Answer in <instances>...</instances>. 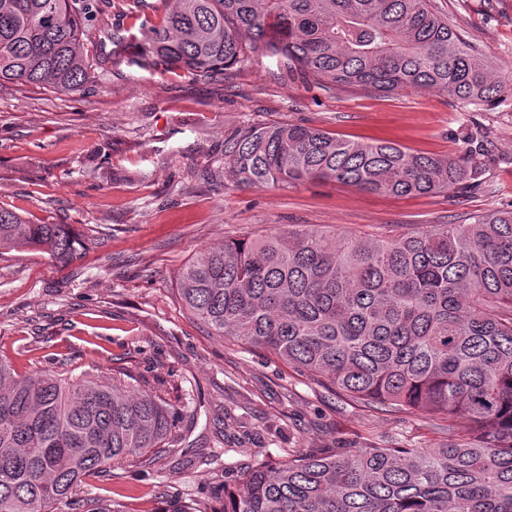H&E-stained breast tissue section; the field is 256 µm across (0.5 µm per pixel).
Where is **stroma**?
<instances>
[{
  "instance_id": "35a3bbf8",
  "label": "stroma",
  "mask_w": 512,
  "mask_h": 512,
  "mask_svg": "<svg viewBox=\"0 0 512 512\" xmlns=\"http://www.w3.org/2000/svg\"><path fill=\"white\" fill-rule=\"evenodd\" d=\"M434 4L489 62L512 67V0ZM162 15L159 0H93L83 51L107 64L83 91L0 83V207L29 224L74 225L89 238L84 257L68 264L28 249L0 254V359L21 376L146 379L191 421L185 445L217 450L184 465L128 464L117 480L85 478L82 492L114 498L123 512H171L177 497L223 499L225 481L260 448L278 461L432 436L422 413L366 407L268 352L215 335L183 308L173 279L200 250L274 227L394 235L512 206V93L466 111L428 87L329 90L267 57L202 79L129 64L124 38ZM249 123L304 124L440 156L461 154L456 132L475 124L489 136L498 191L395 197L335 182L245 188L224 171V140ZM227 413L245 415L246 427L219 430Z\"/></svg>"
}]
</instances>
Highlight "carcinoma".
Wrapping results in <instances>:
<instances>
[{
	"label": "carcinoma",
	"mask_w": 512,
	"mask_h": 512,
	"mask_svg": "<svg viewBox=\"0 0 512 512\" xmlns=\"http://www.w3.org/2000/svg\"><path fill=\"white\" fill-rule=\"evenodd\" d=\"M172 1L145 27L133 62L208 78L275 57L328 86H430L468 110L512 88L433 0ZM88 9L89 0H0V82L83 90L94 66L81 49ZM462 140L463 155L437 157L258 123L224 142V169L254 188L324 180L397 197L496 193L486 133L466 128ZM87 247L68 224H28L0 208V250L70 263ZM176 287L219 335L357 402L422 411L446 435L437 445L387 440L285 462L258 450L224 487L221 512H512V208L371 239L275 229L202 250ZM179 424L152 388L121 377H16L0 360V512H123L79 495L83 479L175 455Z\"/></svg>",
	"instance_id": "cac0c4a2"
}]
</instances>
